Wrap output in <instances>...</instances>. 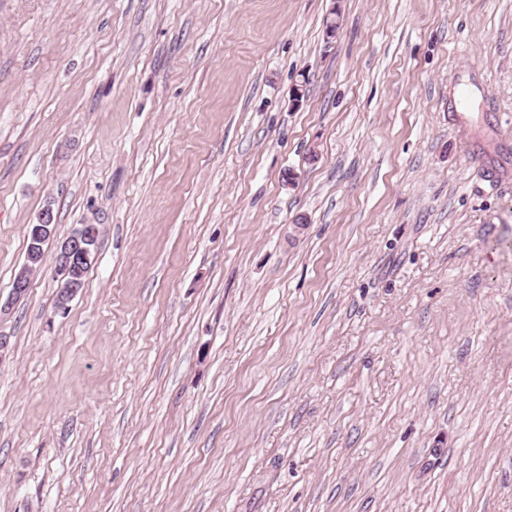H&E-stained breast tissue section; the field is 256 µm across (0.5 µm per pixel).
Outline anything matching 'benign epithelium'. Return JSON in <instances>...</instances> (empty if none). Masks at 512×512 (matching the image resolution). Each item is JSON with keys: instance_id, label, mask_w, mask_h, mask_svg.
<instances>
[{"instance_id": "7a95c632", "label": "benign epithelium", "mask_w": 512, "mask_h": 512, "mask_svg": "<svg viewBox=\"0 0 512 512\" xmlns=\"http://www.w3.org/2000/svg\"><path fill=\"white\" fill-rule=\"evenodd\" d=\"M54 224L53 211L48 208L43 210L38 217V222L30 229L33 254H38L41 243L53 236ZM96 234L95 227L90 224H82L57 247L54 263L56 271L60 274L62 291L58 303L61 308L82 288L78 274L87 264L91 263L92 257H94ZM34 274L35 270L30 263L27 262L20 267L13 280L10 293L6 298H0V318L9 314L14 303L27 292Z\"/></svg>"}]
</instances>
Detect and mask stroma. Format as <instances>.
Wrapping results in <instances>:
<instances>
[{"label":"stroma","mask_w":512,"mask_h":512,"mask_svg":"<svg viewBox=\"0 0 512 512\" xmlns=\"http://www.w3.org/2000/svg\"><path fill=\"white\" fill-rule=\"evenodd\" d=\"M47 207L0 512H512V0H0V295ZM54 224L55 218L53 215V211L50 209H44L39 217L38 222L36 224H31L32 229H30L31 242L30 237L28 235L27 239V247H26V255L30 252V248L32 249V256L38 254L40 252L39 248H41V243L46 239L51 238L54 233ZM49 241V240H48ZM43 243L42 251L45 250V245L47 242ZM31 243V247H30ZM25 255V257H26ZM97 230L91 224H83L75 232L60 242L54 256L56 271L60 274V300L57 309L65 306L66 300L74 298L85 284L86 274L90 267L83 270L81 281L78 274L91 264L95 251Z\"/></svg>","instance_id":"35a3bbf8"}]
</instances>
